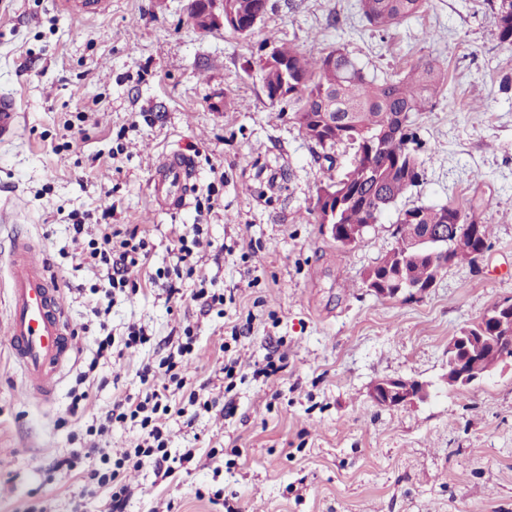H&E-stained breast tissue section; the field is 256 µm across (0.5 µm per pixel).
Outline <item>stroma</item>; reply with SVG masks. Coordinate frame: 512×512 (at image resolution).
Segmentation results:
<instances>
[{"mask_svg":"<svg viewBox=\"0 0 512 512\" xmlns=\"http://www.w3.org/2000/svg\"><path fill=\"white\" fill-rule=\"evenodd\" d=\"M189 2L112 0L81 17L53 0H0V94L21 106L15 138L0 142V224L25 230L76 333L41 399L10 354L0 257V512H101L104 492L49 465L115 398L141 394L138 369L187 326L188 388L216 378L227 356L241 376L231 392L209 390L217 405L193 406V424L169 420L170 452L196 456L167 478L148 463L128 470L124 512H512V361L466 389L445 381L449 341L512 297V86L500 87L512 82V47L498 40L489 0H430L380 32L358 0H269L247 36L195 30ZM278 42L314 55L341 48L378 77L425 60L448 72L445 93L411 126L419 182L352 245L332 239L315 203L355 151L341 144L324 160L295 124V103L267 99L257 61ZM174 149L196 160L195 201L217 182L210 214L195 202L174 215L153 206L151 168ZM448 202L494 225L490 248L424 294L370 292L364 273L395 246L400 212ZM106 211L111 223L145 226L153 270L173 266L174 240L202 226L212 246L180 280L183 299L147 285L93 316L89 289L106 272L78 268L70 226L102 223ZM200 287L228 296L223 312L200 313L189 299ZM248 318L251 334L231 341ZM132 323L149 342L97 358V338ZM275 346L287 369L253 377ZM397 377L429 383L430 398L376 406L373 384ZM80 386L88 398L76 407Z\"/></svg>","mask_w":512,"mask_h":512,"instance_id":"stroma-1","label":"stroma"}]
</instances>
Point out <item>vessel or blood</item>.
<instances>
[{"label": "vessel or blood", "instance_id": "b4317fda", "mask_svg": "<svg viewBox=\"0 0 512 512\" xmlns=\"http://www.w3.org/2000/svg\"><path fill=\"white\" fill-rule=\"evenodd\" d=\"M72 13L99 15L109 0H59ZM19 106L10 95H0V140L15 137ZM196 161L180 150L159 157L151 169L150 197L169 213L187 208L195 186ZM9 316L7 336L12 356L21 366L27 385L50 396L53 384L74 347L72 328L61 304L58 281L48 276L27 236L13 230L9 237Z\"/></svg>", "mask_w": 512, "mask_h": 512}]
</instances>
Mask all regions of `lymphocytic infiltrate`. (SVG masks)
I'll return each mask as SVG.
<instances>
[{
  "label": "lymphocytic infiltrate",
  "mask_w": 512,
  "mask_h": 512,
  "mask_svg": "<svg viewBox=\"0 0 512 512\" xmlns=\"http://www.w3.org/2000/svg\"><path fill=\"white\" fill-rule=\"evenodd\" d=\"M75 236H87L85 264L105 270L108 286L104 297L115 302L118 297H131L138 292L133 278L135 271L143 267L151 253L149 236L139 226L125 229L109 224H86L75 221ZM167 356L160 367L143 366L138 377L145 387L144 396L115 399L101 418L98 426L89 427V435H104L112 422L133 419L138 421L141 436L135 446L125 449L112 464L92 468L84 472L83 480L95 488L104 490L107 498L105 512H122L131 490L124 482L127 462L151 463L157 473L170 475L181 468L185 459L174 456L167 448L164 422L175 413L171 397L184 388V374L194 351L191 336L169 338Z\"/></svg>",
  "instance_id": "obj_1"
}]
</instances>
